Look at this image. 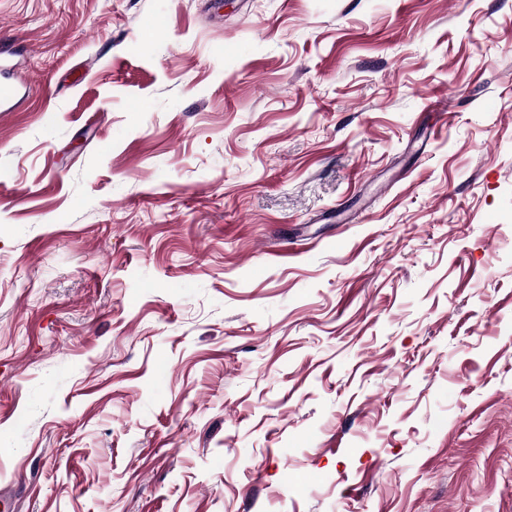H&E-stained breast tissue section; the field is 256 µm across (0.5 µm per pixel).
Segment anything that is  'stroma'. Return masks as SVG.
Segmentation results:
<instances>
[{
	"label": "stroma",
	"mask_w": 512,
	"mask_h": 512,
	"mask_svg": "<svg viewBox=\"0 0 512 512\" xmlns=\"http://www.w3.org/2000/svg\"><path fill=\"white\" fill-rule=\"evenodd\" d=\"M15 512H512V0H0ZM4 47H0V112H13L12 107L20 100V87H26L21 73L13 74L12 81L2 80V56Z\"/></svg>",
	"instance_id": "stroma-1"
}]
</instances>
